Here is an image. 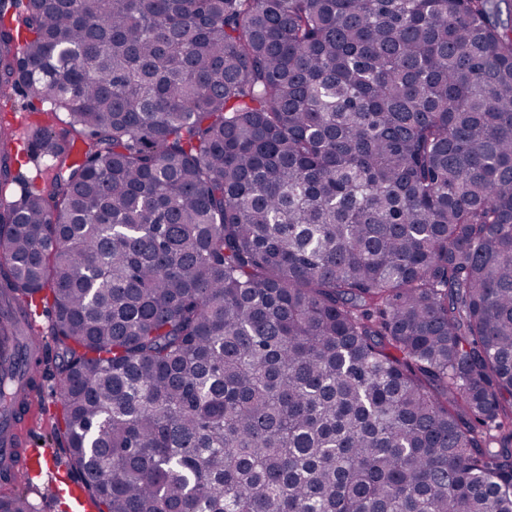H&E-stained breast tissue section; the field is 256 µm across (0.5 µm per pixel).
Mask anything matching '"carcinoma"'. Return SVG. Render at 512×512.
<instances>
[{
    "label": "carcinoma",
    "mask_w": 512,
    "mask_h": 512,
    "mask_svg": "<svg viewBox=\"0 0 512 512\" xmlns=\"http://www.w3.org/2000/svg\"><path fill=\"white\" fill-rule=\"evenodd\" d=\"M20 91L0 301L96 512H512V0H0Z\"/></svg>",
    "instance_id": "cac0c4a2"
}]
</instances>
